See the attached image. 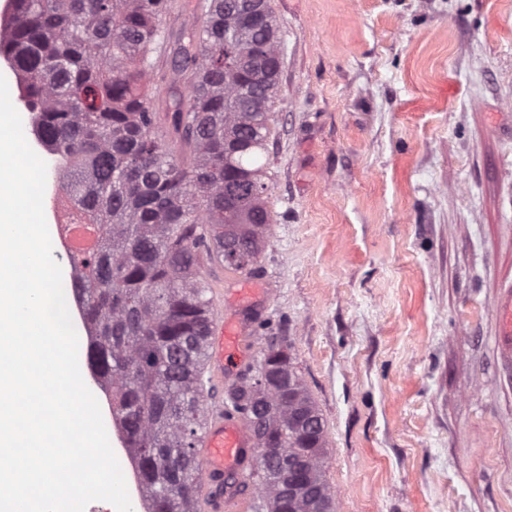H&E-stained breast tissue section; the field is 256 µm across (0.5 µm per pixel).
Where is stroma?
Segmentation results:
<instances>
[{
  "label": "stroma",
  "mask_w": 512,
  "mask_h": 512,
  "mask_svg": "<svg viewBox=\"0 0 512 512\" xmlns=\"http://www.w3.org/2000/svg\"><path fill=\"white\" fill-rule=\"evenodd\" d=\"M276 215L247 307L325 425L336 512H512V0H272ZM492 313L497 323L494 347L498 359L512 365V281L500 292L492 305Z\"/></svg>",
  "instance_id": "stroma-1"
}]
</instances>
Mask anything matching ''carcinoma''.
Wrapping results in <instances>:
<instances>
[{
  "label": "carcinoma",
  "instance_id": "carcinoma-1",
  "mask_svg": "<svg viewBox=\"0 0 512 512\" xmlns=\"http://www.w3.org/2000/svg\"><path fill=\"white\" fill-rule=\"evenodd\" d=\"M168 0H14L0 17V58L14 70L32 134L96 248L71 258L85 309L89 365L137 465L146 512H198L195 463L211 396L203 380L213 311L212 252L252 274L273 214L266 158L283 45L270 0H203L175 39L169 137L154 134L148 88ZM226 387L257 445L249 476L260 512H335L325 426L287 345ZM262 407L256 423L248 404ZM303 409L317 431L296 420ZM273 457L310 476L289 494Z\"/></svg>",
  "mask_w": 512,
  "mask_h": 512
}]
</instances>
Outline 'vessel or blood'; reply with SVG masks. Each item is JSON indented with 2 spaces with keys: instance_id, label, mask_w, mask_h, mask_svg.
<instances>
[{
  "instance_id": "vessel-or-blood-1",
  "label": "vessel or blood",
  "mask_w": 512,
  "mask_h": 512,
  "mask_svg": "<svg viewBox=\"0 0 512 512\" xmlns=\"http://www.w3.org/2000/svg\"><path fill=\"white\" fill-rule=\"evenodd\" d=\"M492 313L497 323V357L512 365V282L501 288ZM250 342L245 324L212 316L205 342L210 385L220 386L224 380L225 352L241 350ZM200 443L196 463L201 474L198 502L202 512H242L245 500L236 477L255 458L254 438L243 416L225 410L223 402L209 401Z\"/></svg>"
}]
</instances>
